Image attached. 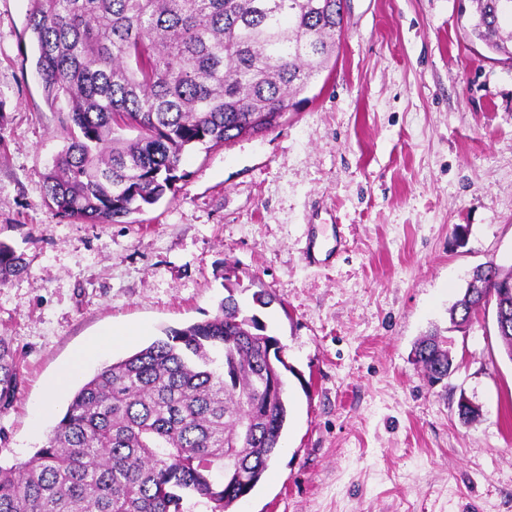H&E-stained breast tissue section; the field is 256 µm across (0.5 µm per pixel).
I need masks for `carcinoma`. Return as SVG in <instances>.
<instances>
[{"mask_svg": "<svg viewBox=\"0 0 512 512\" xmlns=\"http://www.w3.org/2000/svg\"><path fill=\"white\" fill-rule=\"evenodd\" d=\"M346 0H30L36 73L60 115L62 150L41 173L45 203L78 224H110L176 193L183 155L264 134L307 101L341 31ZM470 35L512 62V9L473 0ZM124 130L137 132L126 138ZM0 242V285L26 271ZM512 275L489 262L470 303ZM76 391L43 446L0 465V512H231L259 483L288 418L278 353L226 297L210 319L170 328ZM452 339L415 349L447 378ZM0 336V413L21 384Z\"/></svg>", "mask_w": 512, "mask_h": 512, "instance_id": "1", "label": "carcinoma"}]
</instances>
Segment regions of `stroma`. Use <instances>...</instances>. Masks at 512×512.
Instances as JSON below:
<instances>
[{
    "instance_id": "1",
    "label": "stroma",
    "mask_w": 512,
    "mask_h": 512,
    "mask_svg": "<svg viewBox=\"0 0 512 512\" xmlns=\"http://www.w3.org/2000/svg\"><path fill=\"white\" fill-rule=\"evenodd\" d=\"M29 8L0 0V241L27 263L0 285L24 376L0 463L43 445L71 399L49 387L90 338L135 331L84 380L231 294L293 369L281 450L236 512H512V360L493 313L453 332L443 384L413 356L474 267L512 265V64L471 38V0H347L307 103L264 135L189 150L176 197L115 224L44 203L64 141ZM312 237L340 245L333 262L306 261ZM463 395L476 422L458 418Z\"/></svg>"
}]
</instances>
